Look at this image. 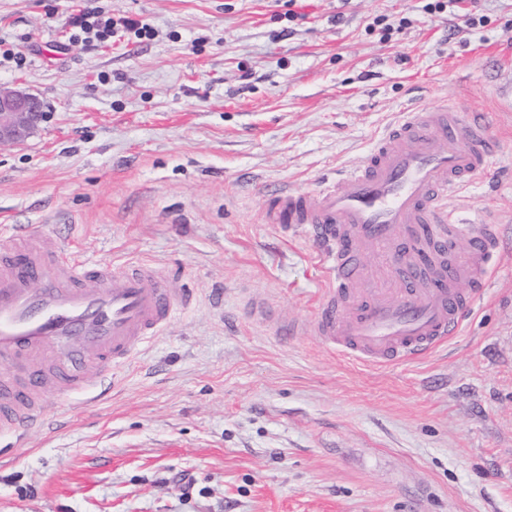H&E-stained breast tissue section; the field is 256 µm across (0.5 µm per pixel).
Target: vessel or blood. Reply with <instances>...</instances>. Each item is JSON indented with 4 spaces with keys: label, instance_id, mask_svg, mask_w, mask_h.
Returning <instances> with one entry per match:
<instances>
[{
    "label": "vessel or blood",
    "instance_id": "1",
    "mask_svg": "<svg viewBox=\"0 0 512 512\" xmlns=\"http://www.w3.org/2000/svg\"><path fill=\"white\" fill-rule=\"evenodd\" d=\"M490 113L407 107L363 164L315 189H277L265 220L312 238L326 288L309 328L327 347L380 364L421 359L458 336L491 284L499 225L448 212L449 197L493 180ZM468 239L458 249L459 239ZM191 304L145 268H115L73 255L67 240L29 230L0 233V433L23 441L52 427L43 398L97 399L136 346Z\"/></svg>",
    "mask_w": 512,
    "mask_h": 512
}]
</instances>
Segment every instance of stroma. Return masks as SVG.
<instances>
[{
    "instance_id": "35a3bbf8",
    "label": "stroma",
    "mask_w": 512,
    "mask_h": 512,
    "mask_svg": "<svg viewBox=\"0 0 512 512\" xmlns=\"http://www.w3.org/2000/svg\"><path fill=\"white\" fill-rule=\"evenodd\" d=\"M427 2L298 0L292 22L285 0H95L154 34L83 50L72 0H0L26 56L0 57V86L44 104L0 150V222L193 297L109 399L46 396L67 425L0 459V512H512V0L466 29ZM443 102L492 113L498 141L497 187L448 201L504 242L460 336L386 365L283 337L326 281L266 190L358 166L405 104Z\"/></svg>"
}]
</instances>
